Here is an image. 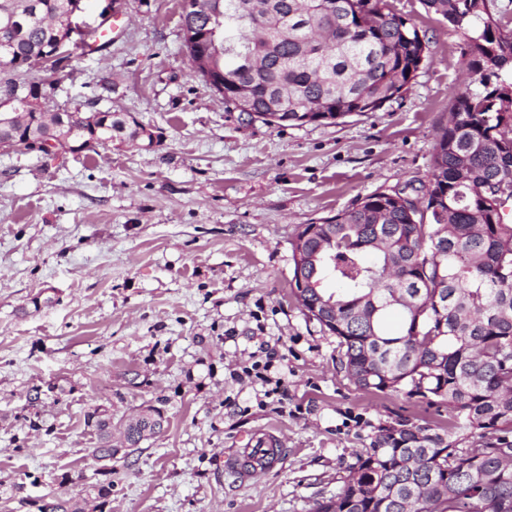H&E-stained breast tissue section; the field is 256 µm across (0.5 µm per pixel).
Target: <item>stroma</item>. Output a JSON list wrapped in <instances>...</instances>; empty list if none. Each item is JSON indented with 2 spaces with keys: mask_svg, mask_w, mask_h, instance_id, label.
I'll list each match as a JSON object with an SVG mask.
<instances>
[{
  "mask_svg": "<svg viewBox=\"0 0 512 512\" xmlns=\"http://www.w3.org/2000/svg\"><path fill=\"white\" fill-rule=\"evenodd\" d=\"M182 0H117L123 29L78 51L52 107L125 113L154 147L0 153V512H39L92 477L85 416L146 406L164 430L112 462V512H309L383 427L451 428L447 409L358 390L336 336L290 288L292 244L361 197L427 182L461 89L462 44L421 0H388L429 59L401 97L340 124L268 126L224 103L182 51ZM52 304L35 305V298ZM283 354L279 393L244 375ZM281 468L243 484L217 465L260 428Z\"/></svg>",
  "mask_w": 512,
  "mask_h": 512,
  "instance_id": "obj_1",
  "label": "stroma"
}]
</instances>
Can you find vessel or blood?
<instances>
[{
    "label": "vessel or blood",
    "mask_w": 512,
    "mask_h": 512,
    "mask_svg": "<svg viewBox=\"0 0 512 512\" xmlns=\"http://www.w3.org/2000/svg\"><path fill=\"white\" fill-rule=\"evenodd\" d=\"M283 461L282 440L274 432L258 429L245 438L241 448L226 459V468L247 482L276 471Z\"/></svg>",
    "instance_id": "obj_1"
}]
</instances>
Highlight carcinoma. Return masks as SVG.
<instances>
[{"mask_svg":"<svg viewBox=\"0 0 512 512\" xmlns=\"http://www.w3.org/2000/svg\"><path fill=\"white\" fill-rule=\"evenodd\" d=\"M83 0H0L3 93L36 82L14 75L63 70L76 50L61 44L65 19ZM236 0H214V25L227 53L224 88H248L249 107L269 123L339 124L380 110L408 90L427 59L419 30L386 0H252L233 17ZM464 44L467 85L436 138L422 208L397 192H375L327 220L292 256V289L304 314L336 336L341 365L357 389L393 392L454 413L441 435L416 423L383 428L336 494L309 512H512V0H422ZM208 17L183 0V30ZM97 138L135 140L137 129L101 111ZM70 142L85 147L80 111ZM388 238L384 247L377 234ZM304 281L305 287L299 286ZM396 333L387 329L393 313ZM99 445L96 460L114 455L112 408L87 415ZM164 428L144 411L126 424L128 447ZM478 434L459 447L454 435ZM76 496L49 494L40 512H112V471H95Z\"/></svg>","mask_w":512,"mask_h":512,"instance_id":"obj_1","label":"carcinoma"}]
</instances>
